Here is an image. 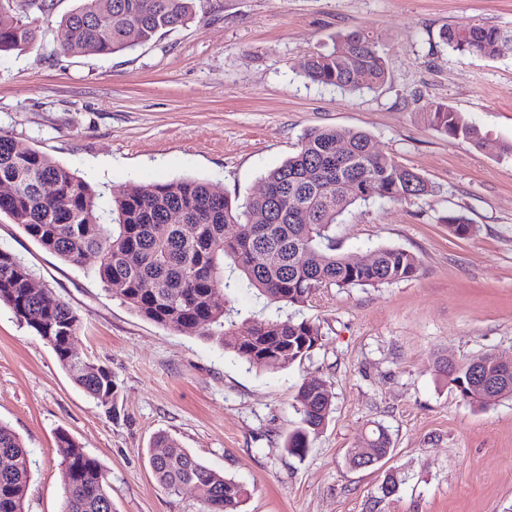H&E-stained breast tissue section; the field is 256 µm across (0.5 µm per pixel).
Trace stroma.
<instances>
[{
    "label": "stroma",
    "mask_w": 512,
    "mask_h": 512,
    "mask_svg": "<svg viewBox=\"0 0 512 512\" xmlns=\"http://www.w3.org/2000/svg\"><path fill=\"white\" fill-rule=\"evenodd\" d=\"M78 4L52 0L35 48L0 58V135L97 186L101 206L129 182L178 178L246 202L312 128L370 133L433 191L343 215L339 252L397 246L419 270L328 288L295 309L323 340L283 369L143 319L104 290L97 258L64 262L1 214L0 248L77 311L76 352L107 365L120 387L112 418L0 304V422L30 451L26 512H61V429L109 472L112 512H201L193 489L171 495L154 480L149 449L161 432L242 483V512H512V398L471 405L433 368L439 357L512 355V159L499 153L512 141V54L463 57L440 39L449 27L512 29V0H196L186 26L148 45L63 55L57 21ZM354 29L380 37L385 84L346 92L307 79L308 56ZM435 104L478 126L483 147L431 128L423 113ZM451 211L475 225L471 236L449 234L441 218ZM314 376L333 410L298 459L283 441L299 419L297 390ZM379 423L390 458L351 469L349 450Z\"/></svg>",
    "instance_id": "1"
}]
</instances>
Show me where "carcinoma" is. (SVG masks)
Instances as JSON below:
<instances>
[{
	"label": "carcinoma",
	"instance_id": "carcinoma-1",
	"mask_svg": "<svg viewBox=\"0 0 512 512\" xmlns=\"http://www.w3.org/2000/svg\"><path fill=\"white\" fill-rule=\"evenodd\" d=\"M195 0H81L60 25L68 42L64 54L109 55L151 43L194 16ZM137 15L131 28L128 19ZM37 26L0 5V55L34 47ZM440 38L462 56L498 58L512 53V30L493 26L444 29ZM305 76L345 91L373 90L388 77L379 38L352 30L334 39L331 50L309 56ZM435 130L474 147L483 144L477 126L444 104L425 112ZM265 192L243 204L196 179H176L144 187L135 182L112 194L109 223L103 222L100 193L47 154L18 151L0 135V214L61 260L79 264L89 253L102 260L97 274L106 291L138 316L171 332L196 335L220 344L256 368H285L321 345L319 324L292 316L255 320L246 335L236 331L234 309L215 301L219 292L245 286L269 304L305 307L322 288L378 286L414 276L417 257L383 246L368 264L336 252L330 233L356 203L375 199L402 202L426 195L433 186L415 169L381 150L361 130L313 128L296 151L264 177ZM178 212L182 222L171 224ZM448 231L465 238L473 231L466 217L443 218ZM237 226L229 235L226 226ZM33 274L13 253L0 248V303L44 341L62 369L108 414L117 409L120 389L112 371L81 358L73 341L79 314L50 289L32 288ZM437 375L459 397L481 407L491 405L481 393L484 380L502 379L499 398L512 397V372L504 373L491 353L463 361L438 358ZM298 426L288 433L285 451L303 457L312 437L332 413L326 381L311 378L296 395ZM371 447L388 457L393 445L378 424L367 435ZM57 446L69 484L61 512H112L107 470L73 437L60 430ZM150 455L160 487L176 494L192 487L203 512H240L247 491L235 479L210 468L168 435L156 437ZM31 477L30 453L20 437L0 423V512H26Z\"/></svg>",
	"mask_w": 512,
	"mask_h": 512
}]
</instances>
